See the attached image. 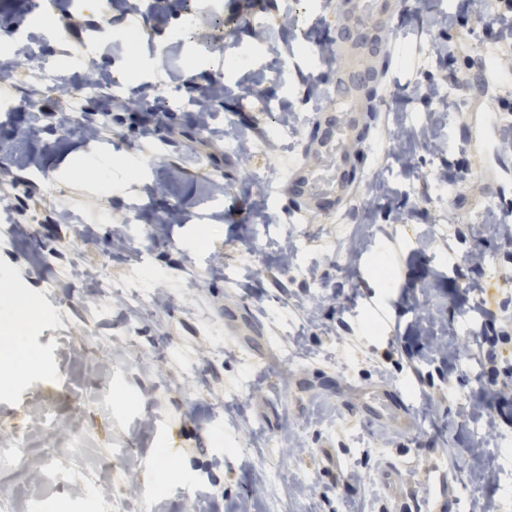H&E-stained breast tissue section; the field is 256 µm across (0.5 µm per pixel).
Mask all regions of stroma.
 I'll use <instances>...</instances> for the list:
<instances>
[{"instance_id": "35a3bbf8", "label": "stroma", "mask_w": 512, "mask_h": 512, "mask_svg": "<svg viewBox=\"0 0 512 512\" xmlns=\"http://www.w3.org/2000/svg\"><path fill=\"white\" fill-rule=\"evenodd\" d=\"M26 2L0 0V101L39 98L44 65L73 77L67 46L95 28L84 11L56 42ZM221 2L187 43L178 0L124 13L140 32L133 96L226 85L205 132L181 109L142 137L118 99L90 112L107 140L0 116V181L43 216L0 239V316L10 283L39 292L55 277L50 253L117 283L98 328L92 281L40 292L23 332L38 364L0 394V431L30 448L19 460L0 442V512H512V424L486 449L490 481L469 465L485 420L466 411L489 384L478 339L512 335V241L492 222L512 208V152L480 139L512 94V57L466 0H409L362 61L377 118L347 146L352 200L294 224L289 174L326 101L332 58L316 46L336 0ZM255 89L269 111L251 106ZM111 156L130 163L109 172L116 192L73 177ZM131 273L151 289L139 308L118 287ZM378 385L409 401L408 420L360 418ZM161 453L185 474L162 490ZM99 473L112 492L94 499L83 484Z\"/></svg>"}]
</instances>
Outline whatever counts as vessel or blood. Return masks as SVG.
I'll return each mask as SVG.
<instances>
[{
	"instance_id": "vessel-or-blood-1",
	"label": "vessel or blood",
	"mask_w": 512,
	"mask_h": 512,
	"mask_svg": "<svg viewBox=\"0 0 512 512\" xmlns=\"http://www.w3.org/2000/svg\"><path fill=\"white\" fill-rule=\"evenodd\" d=\"M394 14L392 0H339L336 6V18L329 23L336 32L330 101L315 120L312 141L306 148L314 161L296 164L289 178V192L305 214H334L353 194L349 179L353 165L345 145L356 139L362 121L358 100L361 55L373 43L375 29L389 25ZM405 410L398 393L378 389L360 406L359 413L364 419L378 421L401 418Z\"/></svg>"
}]
</instances>
